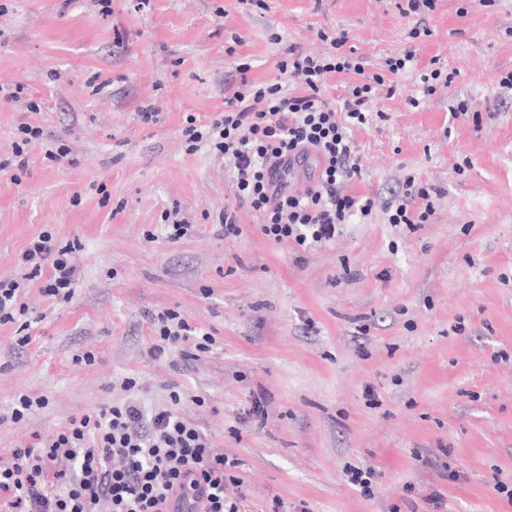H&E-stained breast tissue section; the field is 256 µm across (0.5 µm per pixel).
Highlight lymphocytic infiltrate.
Wrapping results in <instances>:
<instances>
[{
    "mask_svg": "<svg viewBox=\"0 0 512 512\" xmlns=\"http://www.w3.org/2000/svg\"><path fill=\"white\" fill-rule=\"evenodd\" d=\"M345 37L333 39L334 52L315 57L288 47L278 62L280 77L266 85L241 81L222 119L208 131L191 126L194 142L209 141L232 161V184L239 206L261 220L260 229L274 240L294 238L319 243L335 237L336 228L371 216L374 200L348 193L362 167L351 127L369 121L374 86L384 75H366L360 58L341 54ZM352 71L360 83L351 85L341 104L329 102L323 88L327 74ZM300 79L303 90H284L282 76ZM312 153L318 172L302 194H284L271 173L292 151ZM432 188L407 179L387 205L392 224H424L433 215ZM71 246L58 245L51 233L33 239L22 254L33 273L49 268L41 291L69 301L77 281ZM155 334L152 353L193 343L208 351L214 339L197 333L172 311L151 315ZM170 407L149 411L128 401L71 418L68 427L24 448L0 456V512H163L174 494L200 497L204 512H242L245 499L240 480L231 476L238 459L211 447L206 435L179 417V391L169 394Z\"/></svg>",
    "mask_w": 512,
    "mask_h": 512,
    "instance_id": "f902f5d3",
    "label": "lymphocytic infiltrate"
}]
</instances>
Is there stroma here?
<instances>
[{
	"mask_svg": "<svg viewBox=\"0 0 512 512\" xmlns=\"http://www.w3.org/2000/svg\"><path fill=\"white\" fill-rule=\"evenodd\" d=\"M405 3L0 0V277H24L46 230L78 269L68 305L24 289L30 344L0 324V455L116 403L166 408L176 389L180 414L240 461L246 512H512L495 489L512 486V0H435L416 39ZM323 30L369 74L416 47L397 91L377 89L378 118L350 130L349 191L382 205L412 176L435 188V214L394 226L380 207L302 246L266 239L242 208L225 235L230 163L192 146L186 120L223 115L288 46L329 51ZM438 67L451 84L410 106ZM460 99L474 111L454 113ZM145 106L158 123L140 122ZM24 126L66 155L36 143L14 167ZM169 213L191 226L180 241ZM167 309L211 351L152 354L148 316ZM21 393L47 404L17 423ZM350 464L373 469V495Z\"/></svg>",
	"mask_w": 512,
	"mask_h": 512,
	"instance_id": "35a3bbf8",
	"label": "stroma"
}]
</instances>
